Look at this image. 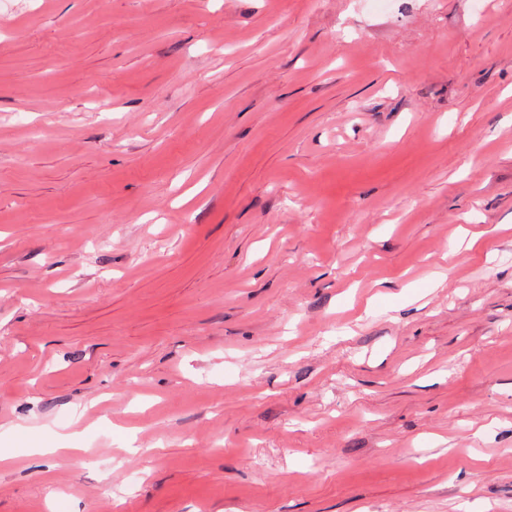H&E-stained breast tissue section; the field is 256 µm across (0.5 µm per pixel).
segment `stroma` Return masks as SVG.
Returning a JSON list of instances; mask_svg holds the SVG:
<instances>
[{"label": "stroma", "instance_id": "stroma-1", "mask_svg": "<svg viewBox=\"0 0 512 512\" xmlns=\"http://www.w3.org/2000/svg\"><path fill=\"white\" fill-rule=\"evenodd\" d=\"M0 451V512H512V0H0Z\"/></svg>", "mask_w": 512, "mask_h": 512}]
</instances>
